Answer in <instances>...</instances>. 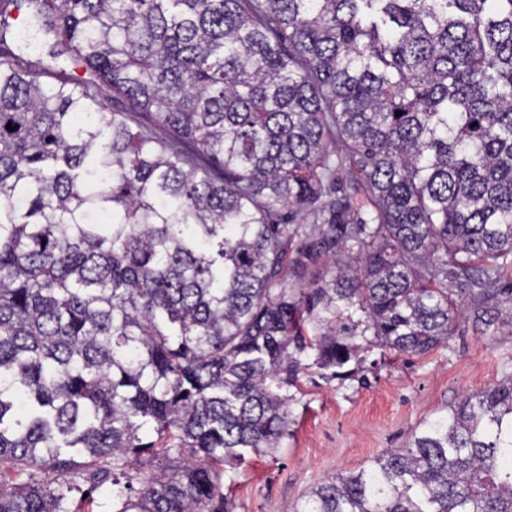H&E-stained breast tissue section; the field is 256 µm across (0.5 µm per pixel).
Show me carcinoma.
Listing matches in <instances>:
<instances>
[{
	"instance_id": "carcinoma-1",
	"label": "carcinoma",
	"mask_w": 512,
	"mask_h": 512,
	"mask_svg": "<svg viewBox=\"0 0 512 512\" xmlns=\"http://www.w3.org/2000/svg\"><path fill=\"white\" fill-rule=\"evenodd\" d=\"M463 314L512 336V0H0V512H229L301 372ZM292 512H512V379Z\"/></svg>"
}]
</instances>
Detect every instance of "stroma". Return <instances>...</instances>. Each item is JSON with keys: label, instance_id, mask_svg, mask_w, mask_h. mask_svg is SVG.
Instances as JSON below:
<instances>
[{"label": "stroma", "instance_id": "35a3bbf8", "mask_svg": "<svg viewBox=\"0 0 512 512\" xmlns=\"http://www.w3.org/2000/svg\"><path fill=\"white\" fill-rule=\"evenodd\" d=\"M512 377V336L461 320L447 346L423 356L372 349L346 379L303 374L279 448L225 468L233 512H290L313 487L369 466L466 394Z\"/></svg>", "mask_w": 512, "mask_h": 512}]
</instances>
